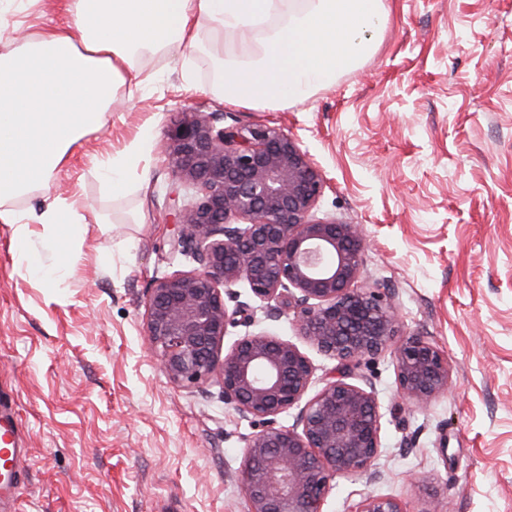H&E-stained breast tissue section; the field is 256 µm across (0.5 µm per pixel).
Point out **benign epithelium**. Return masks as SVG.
Here are the masks:
<instances>
[{"mask_svg":"<svg viewBox=\"0 0 512 512\" xmlns=\"http://www.w3.org/2000/svg\"><path fill=\"white\" fill-rule=\"evenodd\" d=\"M212 114L184 119L174 175L200 191L178 210L171 251L194 249L199 268L155 281L146 302L150 343L182 388L215 382L224 404L262 422L246 441L241 483L249 512H324L337 477L368 471L381 448L373 388L355 369L394 340L401 394L423 404L448 389V358L422 336L403 335L388 288L357 286L364 238L354 224L317 220L324 180L309 155L275 128L243 134ZM294 312L300 336L336 361L308 396L315 374L294 343L259 328L223 349L248 311L234 288ZM298 410L296 423L276 418ZM350 512H405L397 499L368 495Z\"/></svg>","mask_w":512,"mask_h":512,"instance_id":"benign-epithelium-1","label":"benign epithelium"}]
</instances>
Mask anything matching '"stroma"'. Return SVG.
I'll use <instances>...</instances> for the list:
<instances>
[{
	"label": "stroma",
	"instance_id": "obj_1",
	"mask_svg": "<svg viewBox=\"0 0 512 512\" xmlns=\"http://www.w3.org/2000/svg\"><path fill=\"white\" fill-rule=\"evenodd\" d=\"M373 53L284 109L234 107L211 91L214 61L240 42L216 31L205 50L140 63L104 128L55 174L74 205L65 253L49 227L30 244L56 270L20 271L14 227L0 223V394L24 436L16 512H248L240 482L251 420L217 387L173 385L152 350L146 301L158 278L195 270L170 252L165 150L178 122L213 113L228 127L296 138L320 169L315 217L357 225L361 283L395 294L403 333L448 357L447 392L423 406L398 390L392 351L359 381L378 397L381 448L370 472L339 477L325 512L388 495L406 512H512V0H387ZM67 0H0V47L18 32L65 27ZM140 161L123 191L102 176L131 140ZM252 324L300 344L318 392L334 362L304 343L292 313L242 294Z\"/></svg>",
	"mask_w": 512,
	"mask_h": 512
}]
</instances>
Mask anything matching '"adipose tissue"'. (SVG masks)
<instances>
[{
  "instance_id": "obj_1",
  "label": "adipose tissue",
  "mask_w": 512,
  "mask_h": 512,
  "mask_svg": "<svg viewBox=\"0 0 512 512\" xmlns=\"http://www.w3.org/2000/svg\"><path fill=\"white\" fill-rule=\"evenodd\" d=\"M69 23L19 35L0 49V220L15 225L27 273L54 271L26 249L14 204L46 191L89 133L103 128L117 91L147 56L197 49L221 28L255 45L223 60L213 92L235 106H282L358 66L375 46L385 0H68Z\"/></svg>"
}]
</instances>
